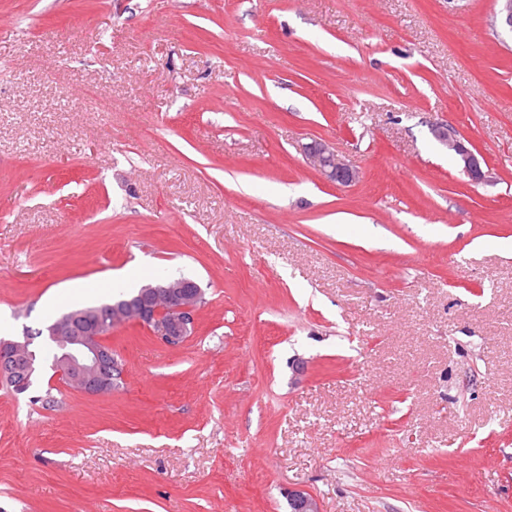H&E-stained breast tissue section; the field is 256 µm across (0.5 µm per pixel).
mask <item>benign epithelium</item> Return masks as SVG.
<instances>
[{"label": "benign epithelium", "mask_w": 512, "mask_h": 512, "mask_svg": "<svg viewBox=\"0 0 512 512\" xmlns=\"http://www.w3.org/2000/svg\"><path fill=\"white\" fill-rule=\"evenodd\" d=\"M438 137L453 153L457 165L471 182L484 180L479 159L461 141L453 125L440 127ZM304 155L309 165L330 182L350 184L359 178V172L323 140L307 144ZM202 294L198 284L175 280L167 285L149 287L120 307L107 305L90 314L71 313L35 333L27 330L12 339L0 338V378L20 375L21 385H27L39 364L34 336L43 335L56 342L51 380L89 395L108 393L115 389L116 378L123 374L112 349L103 341L101 324L115 318L120 308H129L141 318L155 323V335L162 343L177 347L192 333L197 314L195 301ZM289 501L292 512H321L318 499L310 493L295 490Z\"/></svg>", "instance_id": "1"}]
</instances>
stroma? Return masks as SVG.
Segmentation results:
<instances>
[{
	"label": "stroma",
	"instance_id": "1",
	"mask_svg": "<svg viewBox=\"0 0 512 512\" xmlns=\"http://www.w3.org/2000/svg\"><path fill=\"white\" fill-rule=\"evenodd\" d=\"M126 276L198 283L192 334L112 329L119 389L56 410L50 365L0 388V512H512L498 4L0 0V336ZM439 129L438 137L440 141L453 153L461 171L471 182H482L485 178V174L482 171L479 159L458 137L459 133L456 128L451 124H445L444 126H440ZM304 155L309 165L318 171L327 181L350 184L359 178V172L344 159L326 141H313L304 147Z\"/></svg>",
	"mask_w": 512,
	"mask_h": 512
}]
</instances>
